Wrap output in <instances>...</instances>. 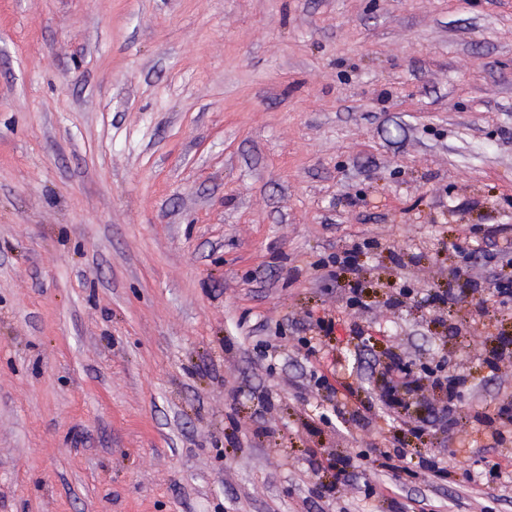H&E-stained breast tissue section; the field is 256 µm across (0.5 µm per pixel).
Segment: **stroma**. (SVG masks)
<instances>
[{
  "mask_svg": "<svg viewBox=\"0 0 512 512\" xmlns=\"http://www.w3.org/2000/svg\"><path fill=\"white\" fill-rule=\"evenodd\" d=\"M491 224L512 0H0V512H512L478 420L512 297L478 318L450 279L506 263ZM357 246L360 306L327 265ZM393 354L468 376L470 419L427 382L337 414ZM407 420L450 478L368 459Z\"/></svg>",
  "mask_w": 512,
  "mask_h": 512,
  "instance_id": "35a3bbf8",
  "label": "stroma"
}]
</instances>
